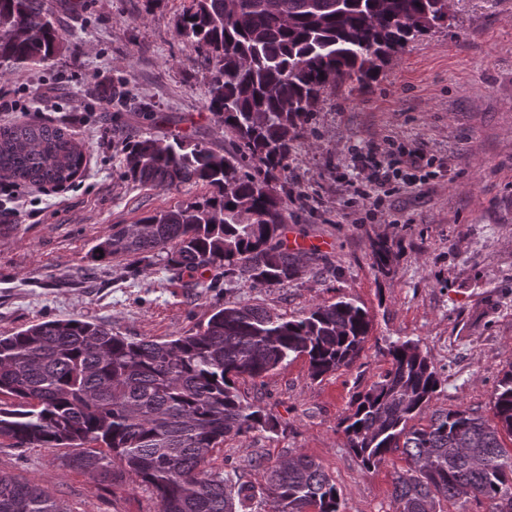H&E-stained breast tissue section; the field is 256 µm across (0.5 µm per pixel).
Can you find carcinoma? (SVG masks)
I'll use <instances>...</instances> for the list:
<instances>
[{
  "mask_svg": "<svg viewBox=\"0 0 512 512\" xmlns=\"http://www.w3.org/2000/svg\"><path fill=\"white\" fill-rule=\"evenodd\" d=\"M440 0H189L179 37L214 63L207 109L230 133L216 151L201 142L147 137L125 143L124 181L159 188L203 185L200 201L113 226L95 246L100 261L131 257L132 272L154 257L191 288L244 277L254 288L293 279L299 258L282 240L288 192L282 178L303 125L327 91L361 88L409 42L447 21ZM63 37L43 0H0V66L45 64ZM85 153L63 124L0 127V177L40 187L72 183ZM209 278L200 281L197 273ZM372 330L352 298L317 304L288 319L260 304L227 301L194 330L133 340L80 319L33 323L0 334V439L14 448H69L66 465L107 487L128 477L155 496L159 512H343L320 462L296 453L260 460L264 483L208 467L227 436L273 429L240 381L265 377L304 357L318 379L350 367ZM389 368L352 399L340 426L366 471L401 451L409 467L393 478L398 512H512V363L492 392L493 420L468 409H429L440 383L412 340L386 348ZM0 512H69L46 488L0 470Z\"/></svg>",
  "mask_w": 512,
  "mask_h": 512,
  "instance_id": "cac0c4a2",
  "label": "carcinoma"
}]
</instances>
